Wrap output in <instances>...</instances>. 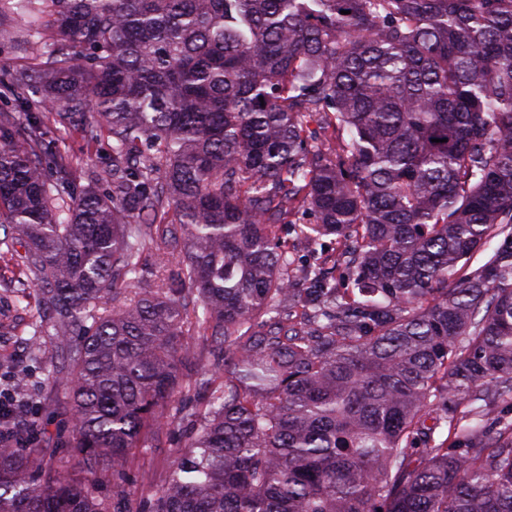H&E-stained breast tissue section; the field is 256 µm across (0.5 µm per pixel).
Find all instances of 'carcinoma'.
Listing matches in <instances>:
<instances>
[{
    "mask_svg": "<svg viewBox=\"0 0 512 512\" xmlns=\"http://www.w3.org/2000/svg\"><path fill=\"white\" fill-rule=\"evenodd\" d=\"M2 53L0 258L90 476L198 387L152 512H512V0H0ZM50 125L112 141L93 186ZM189 298L224 357L186 379ZM38 411L0 512H133L27 451Z\"/></svg>",
    "mask_w": 512,
    "mask_h": 512,
    "instance_id": "carcinoma-1",
    "label": "carcinoma"
}]
</instances>
